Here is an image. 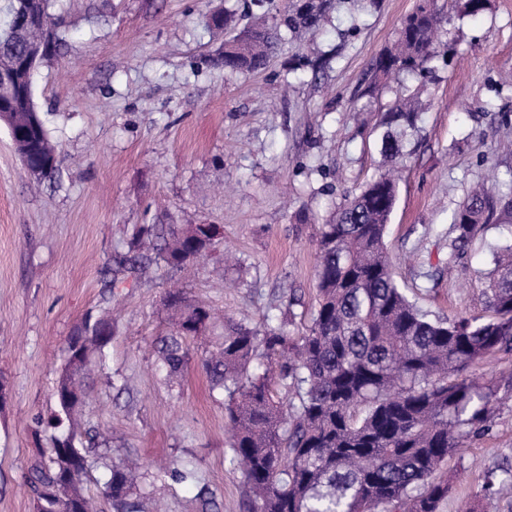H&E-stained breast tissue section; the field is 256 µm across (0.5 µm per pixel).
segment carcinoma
<instances>
[{
    "label": "carcinoma",
    "instance_id": "obj_1",
    "mask_svg": "<svg viewBox=\"0 0 512 512\" xmlns=\"http://www.w3.org/2000/svg\"><path fill=\"white\" fill-rule=\"evenodd\" d=\"M258 15L224 40V69L267 68L281 50L282 32L317 35L330 16L331 0L303 7L251 0ZM422 0L404 20L396 47L381 56L377 71L419 72L436 57L442 19ZM0 46L19 53L24 42L0 27ZM418 113L396 103L385 113L382 153L403 156L398 129L415 125ZM24 143L51 151L38 120L21 131ZM396 183L381 175L335 213L317 246L318 301L305 332L292 320L261 327L224 319L223 341L205 351L202 367L212 388L224 392L231 424L232 463L249 496V512H440L452 486L440 474L468 436L490 420L497 391L466 371L495 352H512V244L503 248L487 277L488 314L430 318L399 286L385 245ZM512 215V202L473 191L452 216L448 269H453L480 224L496 211ZM211 224L170 229L162 250L151 246L156 225L139 226L131 251L170 269L194 264L211 249ZM173 330L162 339L159 360L168 379L187 363L182 340L198 338L214 323L206 306L180 288L166 293ZM114 322L85 320L66 342V363L57 381L58 412L49 425L63 430L49 448H36L26 485L33 512H145L147 474L126 462H106L108 479L98 494L84 488L90 453L104 459L98 434L81 427L77 413L88 397L85 376L112 341ZM278 380L294 397L271 388Z\"/></svg>",
    "mask_w": 512,
    "mask_h": 512
}]
</instances>
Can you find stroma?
Instances as JSON below:
<instances>
[{
  "label": "stroma",
  "mask_w": 512,
  "mask_h": 512,
  "mask_svg": "<svg viewBox=\"0 0 512 512\" xmlns=\"http://www.w3.org/2000/svg\"><path fill=\"white\" fill-rule=\"evenodd\" d=\"M313 42L288 38L258 72L225 70L226 37L211 16L229 0H49L69 46L33 77L35 104L58 162L48 177L21 163L0 123V512H32L23 489L35 418L56 410L63 347L85 318L114 316L104 370L92 373L82 410L109 437L113 458L193 465L199 483L155 477L166 512H200L208 487L217 512H247L223 397L212 396L200 359L207 339L188 338L180 383L155 352L169 334L165 291L255 326L289 318L303 332L317 300L316 250L346 197L377 174L398 185L385 244L396 279L418 307L440 317L485 314L493 249L512 243V220L494 213L456 268L448 266L451 216L470 189L512 190V0L465 13L436 0L448 21L446 57L427 77H381L377 59L417 0H335ZM325 55L320 78L289 68L297 50ZM417 96L404 158L381 154L382 120L396 98ZM213 224L221 235L191 273L148 270L110 287L132 230ZM240 263L225 266V250ZM440 270L434 282L421 274ZM487 431L465 439L444 475L453 491L442 512H482L494 480L496 512H512V390Z\"/></svg>",
  "instance_id": "1"
}]
</instances>
